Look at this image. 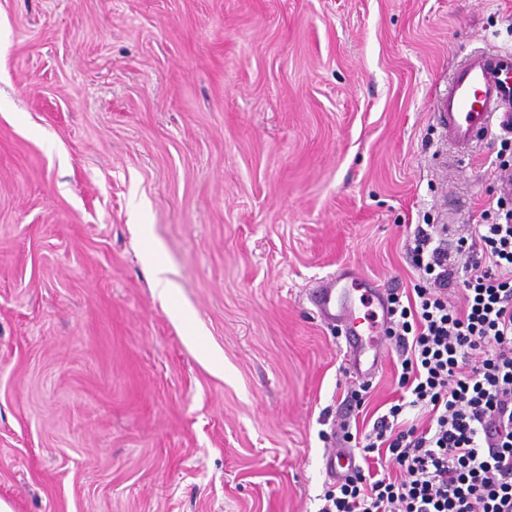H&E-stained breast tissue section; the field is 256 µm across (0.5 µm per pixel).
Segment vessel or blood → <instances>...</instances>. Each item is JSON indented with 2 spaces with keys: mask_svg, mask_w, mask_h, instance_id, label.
Wrapping results in <instances>:
<instances>
[{
  "mask_svg": "<svg viewBox=\"0 0 512 512\" xmlns=\"http://www.w3.org/2000/svg\"><path fill=\"white\" fill-rule=\"evenodd\" d=\"M433 111L440 136L463 154L478 138L512 125V50L470 54L436 97ZM363 281L358 271L348 269L309 293L320 320L342 327L345 357L360 377L378 369L386 329L384 297L377 289L364 287Z\"/></svg>",
  "mask_w": 512,
  "mask_h": 512,
  "instance_id": "vessel-or-blood-1",
  "label": "vessel or blood"
}]
</instances>
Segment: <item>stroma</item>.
Listing matches in <instances>:
<instances>
[{
  "label": "stroma",
  "instance_id": "35a3bbf8",
  "mask_svg": "<svg viewBox=\"0 0 512 512\" xmlns=\"http://www.w3.org/2000/svg\"><path fill=\"white\" fill-rule=\"evenodd\" d=\"M491 49L512 0H0V499L318 512L397 371L308 291H411L408 225L478 222L512 147L459 156L433 102ZM346 280H350V286L344 284ZM363 282L369 285L358 271L346 269L312 288L309 301L323 323L342 327L349 367L357 376L367 377L381 363V339L386 323L384 296L370 286L359 296V302L366 310L363 317L357 316L353 291H360L358 286Z\"/></svg>",
  "mask_w": 512,
  "mask_h": 512
}]
</instances>
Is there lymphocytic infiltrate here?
Wrapping results in <instances>:
<instances>
[{"mask_svg": "<svg viewBox=\"0 0 512 512\" xmlns=\"http://www.w3.org/2000/svg\"><path fill=\"white\" fill-rule=\"evenodd\" d=\"M448 232L407 230L422 282L387 296L400 394L360 435L362 465L320 512H512V197L456 242Z\"/></svg>", "mask_w": 512, "mask_h": 512, "instance_id": "lymphocytic-infiltrate-1", "label": "lymphocytic infiltrate"}]
</instances>
